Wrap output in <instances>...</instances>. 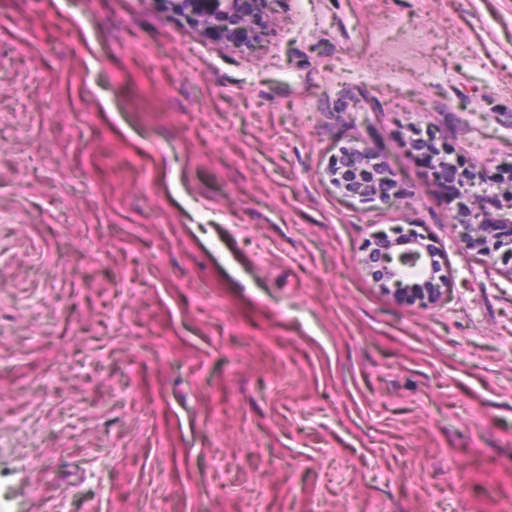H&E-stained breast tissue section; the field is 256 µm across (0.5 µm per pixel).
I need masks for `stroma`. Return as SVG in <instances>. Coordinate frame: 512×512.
<instances>
[{
    "label": "stroma",
    "instance_id": "1",
    "mask_svg": "<svg viewBox=\"0 0 512 512\" xmlns=\"http://www.w3.org/2000/svg\"><path fill=\"white\" fill-rule=\"evenodd\" d=\"M512 167V0H0V512H512V263L414 131ZM371 146L404 195L327 175ZM416 225L448 297L384 295ZM177 14L191 20L205 39L224 43V47L249 51L262 40L263 30L255 33L249 44H241L236 35L254 27V16L239 9L242 0H167ZM256 40V41H255ZM424 149H426V152L422 154L423 158L419 159V163L424 169V175L435 181L442 189H446L445 174L436 164L434 158L430 156V153H434L439 156L441 154L439 148L433 140L426 141L425 139H421L419 141L418 150L422 151ZM371 159L372 151L367 144L346 147L327 169L330 182L345 197L358 198L361 202L391 197L382 177L373 180L365 177ZM365 252V264L372 269L380 290L392 299L419 302L429 307L448 295V288L437 283L428 288H415L414 279L426 274L434 265L432 247L424 243L417 232L409 231L396 237L377 233ZM408 298L412 300H406Z\"/></svg>",
    "mask_w": 512,
    "mask_h": 512
}]
</instances>
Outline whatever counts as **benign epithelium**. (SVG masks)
<instances>
[{"mask_svg": "<svg viewBox=\"0 0 512 512\" xmlns=\"http://www.w3.org/2000/svg\"><path fill=\"white\" fill-rule=\"evenodd\" d=\"M177 14L191 20L205 39L224 43V47L249 51L237 34L254 27V16L239 9L242 0H167ZM372 159L371 148L355 144L343 149L327 169L330 182L346 197L362 202L390 197L385 180L366 177ZM453 185L470 202L457 214L463 227L462 244L493 258L497 253L512 259V236H499V228L512 224V182L502 184L483 168L474 167L465 176H456ZM364 262L380 286V290L396 301L408 298L429 307L448 295L439 284L427 288L414 285L415 276H422L434 265L432 247L415 231L392 237L376 234L365 249Z\"/></svg>", "mask_w": 512, "mask_h": 512, "instance_id": "obj_1", "label": "benign epithelium"}]
</instances>
